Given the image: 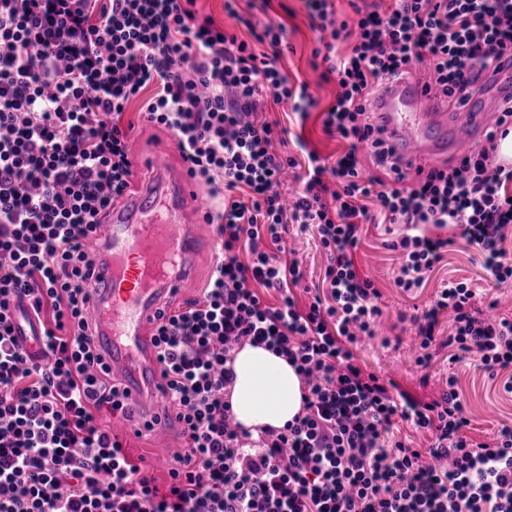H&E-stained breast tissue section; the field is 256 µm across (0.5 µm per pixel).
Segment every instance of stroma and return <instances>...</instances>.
<instances>
[{
    "instance_id": "obj_1",
    "label": "stroma",
    "mask_w": 512,
    "mask_h": 512,
    "mask_svg": "<svg viewBox=\"0 0 512 512\" xmlns=\"http://www.w3.org/2000/svg\"><path fill=\"white\" fill-rule=\"evenodd\" d=\"M269 16L272 20L285 22L288 27L291 49L281 61L282 70L289 79L308 83L309 91L317 102V112L303 122L287 105L280 104L272 106L265 118L278 122L290 133L304 134L322 156L336 158L344 151L345 145L324 134L318 114L334 101L337 83L325 81L320 71L310 64L316 35L310 27L304 2L271 0ZM140 108V103H132L124 115L125 122L132 125L129 132L132 142L152 146L166 155L169 166L180 167L182 159L173 134L146 121ZM286 238L304 271L302 285L294 289L298 302L303 304L311 293H322L327 288L324 281L327 255L315 227L302 229L295 224L289 225ZM384 239L383 227L363 225L361 242L354 254L357 269L373 280L380 293L378 304L386 312L374 338L356 349L361 364L368 370L394 379L401 390L421 400L440 394L446 387L449 374H456L461 397L468 407L472 436L485 437L502 424L512 423V394L504 393L499 382L489 379L485 372L477 369L473 359L449 363L446 342L451 312L444 310L439 314L437 341L430 350V365L424 370L414 363L415 327L411 322L413 315L422 314L431 307L439 288L451 278L468 280L480 292L497 300L500 314L512 315V281L496 283L484 268L479 252L460 240L449 248L421 287L406 292L396 285L398 256L384 247ZM100 422L123 440L132 458L146 462L158 485H165L169 468L177 455L184 451L185 441L179 434L178 425L135 436L123 418L104 413Z\"/></svg>"
}]
</instances>
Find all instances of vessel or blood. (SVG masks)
<instances>
[{
    "label": "vessel or blood",
    "mask_w": 512,
    "mask_h": 512,
    "mask_svg": "<svg viewBox=\"0 0 512 512\" xmlns=\"http://www.w3.org/2000/svg\"><path fill=\"white\" fill-rule=\"evenodd\" d=\"M494 105L512 107V58L504 57L491 81ZM427 93L415 80L384 87L370 109L399 160L430 168L483 140L490 129V108L481 95L467 92L446 111L424 107ZM493 105V106H494ZM136 155L152 179L113 209L89 247L99 264L89 287V313L97 333L109 344L106 362L128 381V400L140 412L138 423L164 426L159 397L162 379L151 332L168 299L194 285L200 239L185 216L196 206L194 181L186 172L170 176L159 154L139 147Z\"/></svg>",
    "instance_id": "1"
}]
</instances>
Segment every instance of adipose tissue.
<instances>
[{
	"label": "adipose tissue",
	"mask_w": 512,
	"mask_h": 512,
	"mask_svg": "<svg viewBox=\"0 0 512 512\" xmlns=\"http://www.w3.org/2000/svg\"><path fill=\"white\" fill-rule=\"evenodd\" d=\"M236 380L229 396L237 420L248 430L280 428L302 408V384L285 358L244 345L234 360Z\"/></svg>",
	"instance_id": "adipose-tissue-1"
}]
</instances>
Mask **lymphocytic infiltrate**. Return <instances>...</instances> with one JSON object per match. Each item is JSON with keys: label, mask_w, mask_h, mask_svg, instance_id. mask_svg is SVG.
<instances>
[{"label": "lymphocytic infiltrate", "mask_w": 512, "mask_h": 512, "mask_svg": "<svg viewBox=\"0 0 512 512\" xmlns=\"http://www.w3.org/2000/svg\"><path fill=\"white\" fill-rule=\"evenodd\" d=\"M238 39L200 15L196 0H0V512H512V424L467 436L456 374L423 401L364 368L352 346L373 336L379 293L353 259L364 224H392L396 284L422 286L456 239L477 247L496 281L512 279V167L495 135L441 167H403L368 108L383 85L426 65V90L450 98L483 86L512 51V0H304L313 58L336 75L326 134L348 142L328 162L305 140L306 170L284 130L256 115L265 98L308 117L316 101L280 59L285 23L251 0ZM172 131L222 246L201 297L163 311L154 333L185 452L158 486L142 461L96 419H132L87 308L97 263L87 248L130 187L122 118L135 99ZM367 149L387 180L362 176ZM315 225L328 255L326 295L298 306V260L282 263L283 222ZM458 237H451V230ZM278 301L262 300L260 288ZM473 284L442 285L415 318L427 366L441 310L453 314L451 352L477 355L489 378L512 368V318L477 304ZM41 320L38 350L18 339V311ZM284 357L302 384V411L259 436L235 423L233 362L244 344ZM428 432V447L395 437L397 422Z\"/></svg>", "instance_id": "obj_1"}]
</instances>
